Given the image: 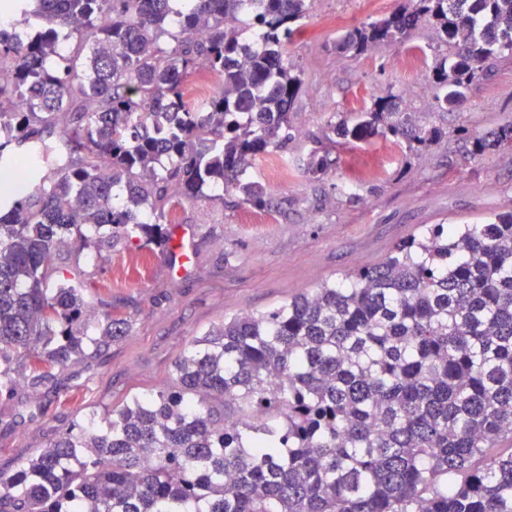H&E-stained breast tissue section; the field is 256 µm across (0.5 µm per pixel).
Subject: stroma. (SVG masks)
Returning a JSON list of instances; mask_svg holds the SVG:
<instances>
[{
  "mask_svg": "<svg viewBox=\"0 0 512 512\" xmlns=\"http://www.w3.org/2000/svg\"><path fill=\"white\" fill-rule=\"evenodd\" d=\"M407 3L314 0L288 49L303 69L288 175L269 174L260 160L248 171L271 187L269 209L233 192L218 197L213 188L183 203L175 227L190 245L187 262L136 241L98 253L65 251L93 311L127 316L131 332L35 389L29 366L13 362L16 389L0 396L1 470L18 468L74 423L172 385L176 360L224 320L381 262L420 225L474 224L512 211V151L475 158L458 138L462 127L482 135L512 121V57L498 59L492 77L470 87L463 108L445 112L432 77L447 51L430 25L413 29L405 48L336 51L342 34ZM392 94L406 97L417 124L439 127L441 137L423 146L379 135L340 145L332 169L308 176L312 139L330 120Z\"/></svg>",
  "mask_w": 512,
  "mask_h": 512,
  "instance_id": "35a3bbf8",
  "label": "stroma"
}]
</instances>
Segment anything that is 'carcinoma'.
Segmentation results:
<instances>
[{
    "instance_id": "cac0c4a2",
    "label": "carcinoma",
    "mask_w": 512,
    "mask_h": 512,
    "mask_svg": "<svg viewBox=\"0 0 512 512\" xmlns=\"http://www.w3.org/2000/svg\"><path fill=\"white\" fill-rule=\"evenodd\" d=\"M336 49L405 44L432 22L446 110L512 55V0H414ZM0 29V393L37 387L129 335L90 317L58 262L134 238L170 247L175 208L206 188L269 207L258 158L288 157L301 69L288 40L310 0H10ZM220 91L197 104L191 73ZM392 95L330 125L424 144L441 134ZM470 154L512 150V124L461 130ZM53 144L20 189L16 154ZM317 176L336 140L316 138ZM173 385L78 423L13 471L0 512H512V211L426 224L378 264L230 318L175 364Z\"/></svg>"
}]
</instances>
